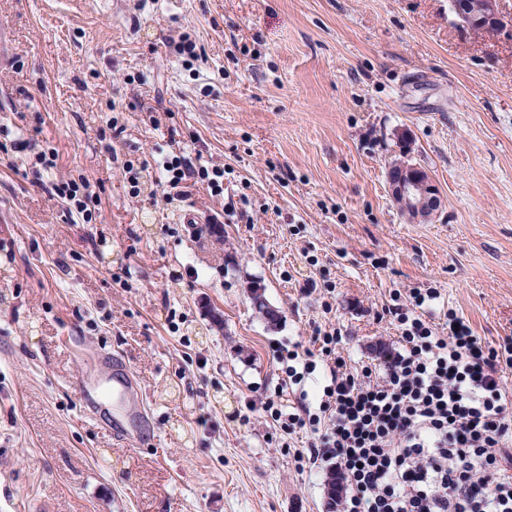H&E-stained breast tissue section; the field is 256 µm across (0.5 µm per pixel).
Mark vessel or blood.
Segmentation results:
<instances>
[{
  "instance_id": "obj_1",
  "label": "vessel or blood",
  "mask_w": 512,
  "mask_h": 512,
  "mask_svg": "<svg viewBox=\"0 0 512 512\" xmlns=\"http://www.w3.org/2000/svg\"><path fill=\"white\" fill-rule=\"evenodd\" d=\"M76 383L86 417L98 422L103 415H111L114 435L134 446L146 444L148 436L142 429L149 419L146 398L121 353L99 350Z\"/></svg>"
}]
</instances>
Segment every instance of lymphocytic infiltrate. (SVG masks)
<instances>
[{
    "instance_id": "lymphocytic-infiltrate-1",
    "label": "lymphocytic infiltrate",
    "mask_w": 512,
    "mask_h": 512,
    "mask_svg": "<svg viewBox=\"0 0 512 512\" xmlns=\"http://www.w3.org/2000/svg\"><path fill=\"white\" fill-rule=\"evenodd\" d=\"M167 187L205 185L224 193V172L165 156ZM431 288L394 294L401 348L384 374L354 368L336 352L339 330L318 335V352L279 346L281 385L257 411L283 438L311 434L304 456L328 462L344 480L342 512H512V338L486 345L468 320L448 312L447 332L421 316ZM300 387L291 407L284 387Z\"/></svg>"
}]
</instances>
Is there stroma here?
Here are the masks:
<instances>
[{
	"mask_svg": "<svg viewBox=\"0 0 512 512\" xmlns=\"http://www.w3.org/2000/svg\"><path fill=\"white\" fill-rule=\"evenodd\" d=\"M500 11L477 35L449 0H0V512H333L326 463L295 462L307 436L248 410L280 382L274 346L335 327L379 363L393 293L430 287L432 321L512 338ZM186 32L198 59L173 49ZM404 138L443 196L425 223L389 193ZM178 150L223 169V196L160 183ZM81 178L88 222L47 191ZM82 348L125 355L151 445L83 415Z\"/></svg>",
	"mask_w": 512,
	"mask_h": 512,
	"instance_id": "35a3bbf8",
	"label": "stroma"
}]
</instances>
